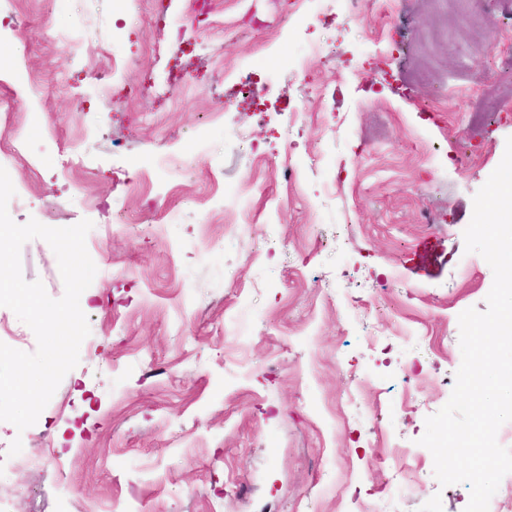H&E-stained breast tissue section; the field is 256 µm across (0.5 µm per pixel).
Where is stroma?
<instances>
[{
    "instance_id": "1",
    "label": "stroma",
    "mask_w": 512,
    "mask_h": 512,
    "mask_svg": "<svg viewBox=\"0 0 512 512\" xmlns=\"http://www.w3.org/2000/svg\"><path fill=\"white\" fill-rule=\"evenodd\" d=\"M303 8L214 0L190 54L153 0H18L0 17V62L45 86L32 98L0 74V114L26 135L9 215L91 220L97 268L78 365L33 426L0 421V512H417L436 494L464 512L468 485L440 487L418 440L455 384L458 316L485 310L493 284L463 233L512 137V47L497 44L512 0H484L483 44L464 57L448 45L468 36L469 0L453 19L440 0H367L291 26ZM254 16L279 27L267 45ZM299 43L323 48L302 72ZM87 59L105 76L126 62L124 80L91 83ZM169 71L179 90L143 111L135 87ZM66 142L84 164L62 177ZM190 146L178 175L155 178L149 161ZM339 164L338 196L318 206ZM20 258L62 297L47 242ZM374 309L389 343L369 339ZM17 438L29 463L8 455Z\"/></svg>"
}]
</instances>
